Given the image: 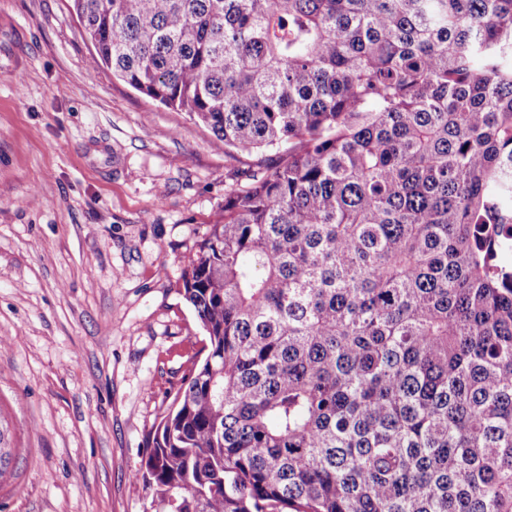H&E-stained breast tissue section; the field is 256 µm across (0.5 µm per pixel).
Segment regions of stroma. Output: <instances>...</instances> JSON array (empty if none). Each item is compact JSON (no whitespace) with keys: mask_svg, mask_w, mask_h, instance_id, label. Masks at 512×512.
Returning <instances> with one entry per match:
<instances>
[{"mask_svg":"<svg viewBox=\"0 0 512 512\" xmlns=\"http://www.w3.org/2000/svg\"><path fill=\"white\" fill-rule=\"evenodd\" d=\"M0 512H145L131 475L203 336L182 275L233 163L113 77L70 0H0Z\"/></svg>","mask_w":512,"mask_h":512,"instance_id":"35a3bbf8","label":"stroma"}]
</instances>
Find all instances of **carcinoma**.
I'll return each mask as SVG.
<instances>
[{"instance_id":"1","label":"carcinoma","mask_w":512,"mask_h":512,"mask_svg":"<svg viewBox=\"0 0 512 512\" xmlns=\"http://www.w3.org/2000/svg\"><path fill=\"white\" fill-rule=\"evenodd\" d=\"M71 2L262 156L183 274L147 512H512V0Z\"/></svg>"}]
</instances>
